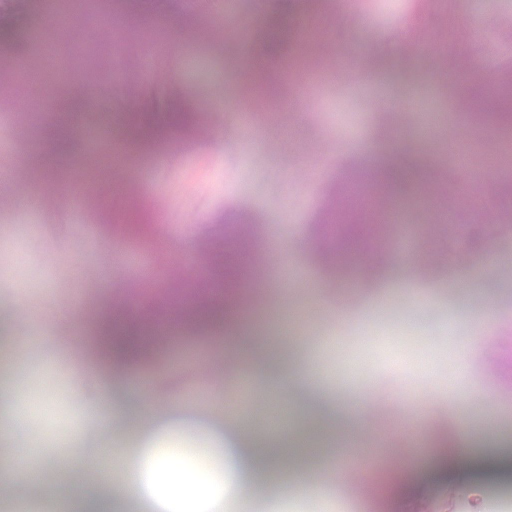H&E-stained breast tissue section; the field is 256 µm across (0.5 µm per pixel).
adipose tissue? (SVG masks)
Masks as SVG:
<instances>
[{
	"label": "adipose tissue",
	"mask_w": 512,
	"mask_h": 512,
	"mask_svg": "<svg viewBox=\"0 0 512 512\" xmlns=\"http://www.w3.org/2000/svg\"><path fill=\"white\" fill-rule=\"evenodd\" d=\"M190 420V411L177 404L163 415L149 417L141 432L140 456L125 461L133 476L124 483L122 490L145 502L148 512H224L226 494L248 499L258 490L263 463L251 454L231 427L222 423L208 424V441L189 449L192 468L183 467L178 457L159 454L163 439ZM220 454L235 462L237 480L234 485L214 478L213 468ZM144 464L149 467V475L142 478L138 471Z\"/></svg>",
	"instance_id": "ef3b65f1"
}]
</instances>
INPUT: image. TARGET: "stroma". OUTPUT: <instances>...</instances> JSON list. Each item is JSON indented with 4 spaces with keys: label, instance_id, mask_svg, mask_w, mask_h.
Instances as JSON below:
<instances>
[{
    "label": "stroma",
    "instance_id": "1",
    "mask_svg": "<svg viewBox=\"0 0 512 512\" xmlns=\"http://www.w3.org/2000/svg\"><path fill=\"white\" fill-rule=\"evenodd\" d=\"M452 14L466 24L451 36ZM510 17L504 0H434L419 15L411 0H0V74L35 75L0 93V386H14L20 410L43 416L55 441H0V464L20 454L38 470L6 487L0 512L68 486L110 494L112 512H146L115 493L127 477L119 460L138 446L145 391L154 414L182 404L247 441L306 411L335 421L352 402L370 405L357 420L362 444L341 445L344 467L371 485L346 481L324 512H487L491 499L512 500V460H484L512 448V279L492 266L512 259V130L491 117L499 79L512 75ZM264 20L287 34L265 54L270 85L249 90L241 80L253 46L242 35ZM35 28L58 58L32 40ZM300 39L307 48L293 54ZM62 91L106 92L105 113L164 127L129 166L141 207L167 210L166 249L109 232L120 206L79 165L61 179L38 170L46 131L27 104L50 108ZM176 111L198 113L199 130L169 126ZM397 160L425 163L436 186L392 195L365 181L373 204L359 220L381 226L386 249L328 276L306 234L324 187L348 164ZM41 195L42 208H25ZM230 206L258 219L250 239L268 288L238 323L266 353L230 370L223 334L190 331L158 366L128 369L103 421L98 381L112 366L89 345L97 312L138 280L137 312L192 302L210 275L200 242L237 231L218 221ZM375 266L387 274L365 286ZM25 306L44 318L31 337L15 322ZM454 315L467 343L437 348L435 332ZM311 366L322 382L296 389V402L270 383L279 369ZM462 425L475 453L452 477L446 457ZM374 448L416 449L397 494L375 492L383 472L362 459ZM281 485L276 474L261 499L227 496L224 512H309L306 496H281Z\"/></svg>",
    "mask_w": 512,
    "mask_h": 512
}]
</instances>
